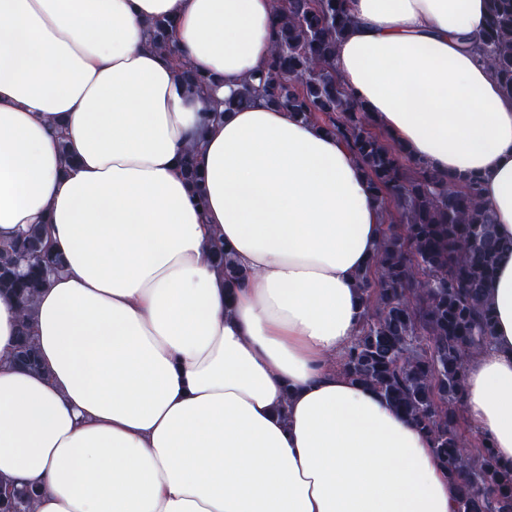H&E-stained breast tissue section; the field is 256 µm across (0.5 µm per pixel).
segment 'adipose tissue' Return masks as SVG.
Returning <instances> with one entry per match:
<instances>
[{
	"label": "adipose tissue",
	"mask_w": 512,
	"mask_h": 512,
	"mask_svg": "<svg viewBox=\"0 0 512 512\" xmlns=\"http://www.w3.org/2000/svg\"><path fill=\"white\" fill-rule=\"evenodd\" d=\"M348 8L343 86L411 160L480 176L512 238V96L472 48L486 0ZM158 18L216 78L207 94L151 45ZM276 25L275 0H0V244L46 223L65 258L34 306L40 371L10 363L19 309L0 300V496L34 491L31 512H455L426 434L337 365L388 222L356 155L261 98L205 122L266 68ZM217 240L249 274L238 288ZM486 293L495 333L461 407L507 465L512 253ZM213 260L218 269L224 274L226 288H235L248 276L246 270L240 267L229 252L224 251L222 242L213 246Z\"/></svg>",
	"instance_id": "obj_1"
}]
</instances>
